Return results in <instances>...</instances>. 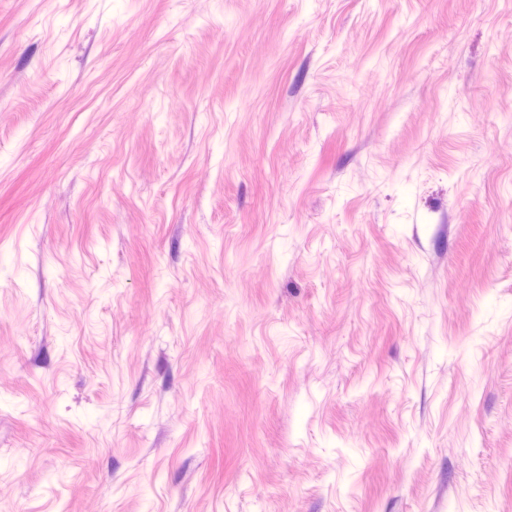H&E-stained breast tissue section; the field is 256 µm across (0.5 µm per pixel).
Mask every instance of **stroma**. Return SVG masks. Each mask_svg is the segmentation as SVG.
<instances>
[{
	"instance_id": "obj_1",
	"label": "stroma",
	"mask_w": 512,
	"mask_h": 512,
	"mask_svg": "<svg viewBox=\"0 0 512 512\" xmlns=\"http://www.w3.org/2000/svg\"><path fill=\"white\" fill-rule=\"evenodd\" d=\"M0 0V512H512V0Z\"/></svg>"
}]
</instances>
